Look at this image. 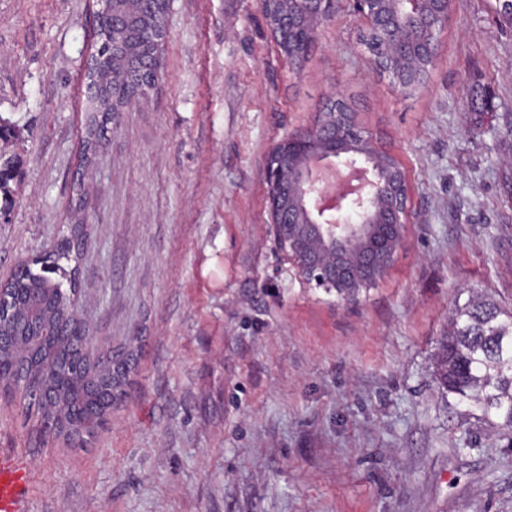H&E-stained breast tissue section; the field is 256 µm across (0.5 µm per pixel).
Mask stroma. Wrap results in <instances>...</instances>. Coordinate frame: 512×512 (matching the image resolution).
I'll list each match as a JSON object with an SVG mask.
<instances>
[{
  "mask_svg": "<svg viewBox=\"0 0 512 512\" xmlns=\"http://www.w3.org/2000/svg\"><path fill=\"white\" fill-rule=\"evenodd\" d=\"M100 6L0 0L21 177L0 285L70 241L91 355L134 357L80 447L0 397L28 512H512V432L464 416L433 365L471 293L512 309V24L455 0L428 89L405 95L348 10L294 69L258 0H171L160 79L100 138ZM333 91L411 186L396 261L356 304L309 287L267 226V154Z\"/></svg>",
  "mask_w": 512,
  "mask_h": 512,
  "instance_id": "1",
  "label": "stroma"
}]
</instances>
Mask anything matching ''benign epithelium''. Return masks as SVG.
<instances>
[{"instance_id":"1","label":"benign epithelium","mask_w":512,"mask_h":512,"mask_svg":"<svg viewBox=\"0 0 512 512\" xmlns=\"http://www.w3.org/2000/svg\"><path fill=\"white\" fill-rule=\"evenodd\" d=\"M157 22L154 58L161 57L167 38L170 0H152ZM340 0H259L261 12L280 51L289 62H302L323 25L336 18ZM351 12L368 31L383 39L381 65L402 92L428 88L454 0H348ZM344 100L329 95L328 102L304 130L278 140L266 159L268 224L288 260L312 288L333 291L352 304L375 273L389 270L409 223L410 187L406 169L390 164V153L369 135L356 129L355 114L341 112ZM30 293L11 309L0 305V361L10 359L23 371L29 367L28 339L41 329L29 305ZM54 339L84 356L87 347L75 336L86 327L75 300L57 314ZM0 373V391L17 394L27 406L60 413L69 420L63 434L73 441L76 418L68 414L61 396L49 391L35 375L6 385Z\"/></svg>"}]
</instances>
